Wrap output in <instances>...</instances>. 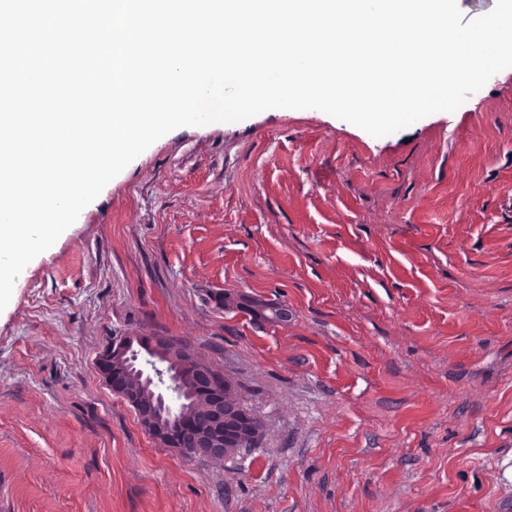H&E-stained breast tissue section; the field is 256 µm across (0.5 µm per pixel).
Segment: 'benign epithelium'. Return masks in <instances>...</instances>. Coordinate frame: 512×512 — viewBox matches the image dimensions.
<instances>
[{
  "instance_id": "7a95c632",
  "label": "benign epithelium",
  "mask_w": 512,
  "mask_h": 512,
  "mask_svg": "<svg viewBox=\"0 0 512 512\" xmlns=\"http://www.w3.org/2000/svg\"><path fill=\"white\" fill-rule=\"evenodd\" d=\"M97 367L159 445L187 459L224 458L241 424L256 422H237L241 407L224 392V377L173 338L115 336Z\"/></svg>"
}]
</instances>
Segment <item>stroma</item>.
Masks as SVG:
<instances>
[{"mask_svg": "<svg viewBox=\"0 0 512 512\" xmlns=\"http://www.w3.org/2000/svg\"><path fill=\"white\" fill-rule=\"evenodd\" d=\"M121 334L222 373L258 445L160 447L98 372ZM511 504L512 68L380 138L317 109L175 129L0 311V512Z\"/></svg>", "mask_w": 512, "mask_h": 512, "instance_id": "stroma-1", "label": "stroma"}]
</instances>
